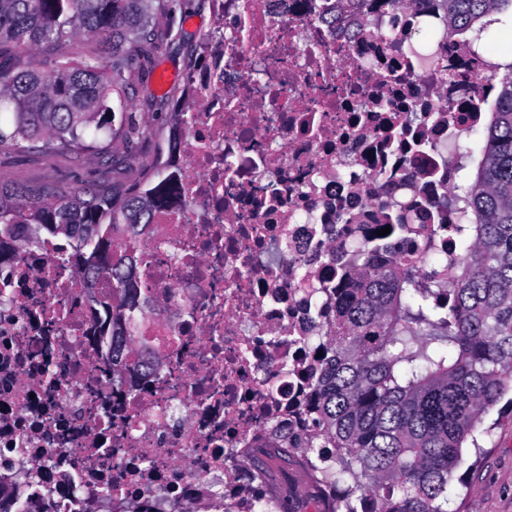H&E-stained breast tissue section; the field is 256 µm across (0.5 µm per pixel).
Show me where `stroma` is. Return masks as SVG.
<instances>
[{"mask_svg":"<svg viewBox=\"0 0 512 512\" xmlns=\"http://www.w3.org/2000/svg\"><path fill=\"white\" fill-rule=\"evenodd\" d=\"M158 28H170L182 38L197 40L210 27V14L206 0H185L184 7L176 16H160ZM155 74L170 73L165 86L149 85L151 94L165 97L169 106L165 111L148 109L141 97H134L132 110L151 131L150 139L141 144L137 154H127L121 140H114L110 152L115 160L114 175L126 185L141 184L148 166L159 154L166 152V133L170 114L182 104L186 70L184 57L172 52L155 62ZM105 171L96 155L89 154L80 167H72L65 155L47 157L38 153L5 150L0 152V175L18 183L52 180L64 189L102 181ZM490 433L478 434L481 453L466 449L465 464L457 471L464 479L468 492L453 499L456 512H512V417L498 416L490 412L485 418ZM272 479L269 486L283 500L285 512H320L322 492L313 475L301 467L271 465Z\"/></svg>","mask_w":512,"mask_h":512,"instance_id":"obj_1","label":"stroma"}]
</instances>
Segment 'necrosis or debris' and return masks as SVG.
Returning a JSON list of instances; mask_svg holds the SVG:
<instances>
[{"mask_svg":"<svg viewBox=\"0 0 512 512\" xmlns=\"http://www.w3.org/2000/svg\"><path fill=\"white\" fill-rule=\"evenodd\" d=\"M171 130L179 194L138 233L120 363L93 336L103 279L39 240L0 271V488L14 512H281L256 458L307 423L338 280L381 203L454 253L462 131L497 102L439 0H211ZM71 488L64 497L60 488Z\"/></svg>","mask_w":512,"mask_h":512,"instance_id":"obj_1","label":"necrosis or debris"}]
</instances>
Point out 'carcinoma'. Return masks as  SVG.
<instances>
[{"instance_id": "1", "label": "carcinoma", "mask_w": 512, "mask_h": 512, "mask_svg": "<svg viewBox=\"0 0 512 512\" xmlns=\"http://www.w3.org/2000/svg\"><path fill=\"white\" fill-rule=\"evenodd\" d=\"M174 15L181 0H0V147L62 151L79 161L92 152L109 163L105 142L122 128L133 153L144 128L125 99L146 84L170 35L149 26L148 4ZM445 33L479 42L492 16L512 15V0H442ZM63 42L76 43L54 55ZM485 128L483 159L473 176L459 171L464 201L451 258L419 247L405 261L391 247L350 248L364 268L357 284L337 289L327 324L310 429L288 447L315 456L334 449L336 470L316 475L333 487L321 512H458L449 510L451 481L464 444L483 416L512 391V62ZM178 194L168 175L148 189L122 182L62 191L53 182L0 178V267L22 244L60 238L73 243L58 260L88 279L112 277L121 308L128 277L112 226L135 229ZM117 361L126 334L99 327Z\"/></svg>"}]
</instances>
